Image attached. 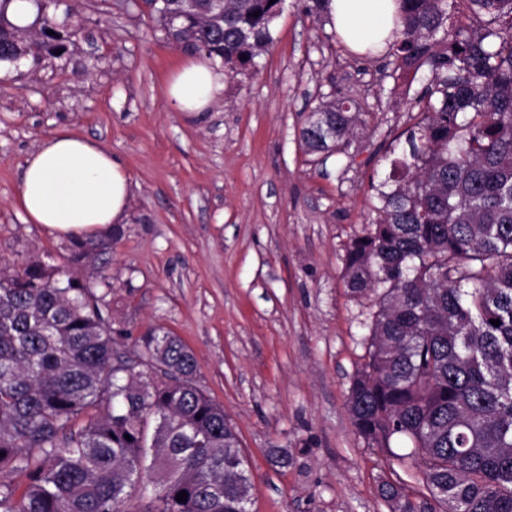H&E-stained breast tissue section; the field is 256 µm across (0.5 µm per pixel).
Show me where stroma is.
Here are the masks:
<instances>
[{"instance_id":"stroma-1","label":"stroma","mask_w":512,"mask_h":512,"mask_svg":"<svg viewBox=\"0 0 512 512\" xmlns=\"http://www.w3.org/2000/svg\"><path fill=\"white\" fill-rule=\"evenodd\" d=\"M309 3L284 0L268 51L225 73L191 117L165 96L185 50L124 0H79L86 40L0 79V264L89 280L127 357L148 329L180 337L238 433L250 512H390L381 480L423 484L406 442L388 454L352 424L346 396L374 308L348 293L343 260L376 216L385 153L401 148L429 79L388 53L351 52ZM337 98L364 130L348 148L305 153L312 109ZM62 130L132 177L127 217L87 269L70 261L73 239L25 223L18 204L25 157Z\"/></svg>"}]
</instances>
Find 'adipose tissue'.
Segmentation results:
<instances>
[{"instance_id":"1","label":"adipose tissue","mask_w":512,"mask_h":512,"mask_svg":"<svg viewBox=\"0 0 512 512\" xmlns=\"http://www.w3.org/2000/svg\"><path fill=\"white\" fill-rule=\"evenodd\" d=\"M399 0H326L338 35L355 53L378 52L392 40ZM224 89L209 58L190 56L172 76L168 101L189 114L204 111ZM131 181L126 166L99 143L65 131L43 140L25 160L18 203L26 223L52 235L93 237L124 217Z\"/></svg>"}]
</instances>
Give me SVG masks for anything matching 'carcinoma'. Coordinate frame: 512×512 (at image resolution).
<instances>
[{
	"mask_svg": "<svg viewBox=\"0 0 512 512\" xmlns=\"http://www.w3.org/2000/svg\"><path fill=\"white\" fill-rule=\"evenodd\" d=\"M11 2L0 0L1 64L81 40L74 8L60 22L58 0H32L30 35ZM456 2L401 0L393 55L431 81L378 217L344 259L349 293L377 306L347 407L368 447L411 444L404 458L442 512H512V0H465L482 16L474 31L448 29ZM278 6L153 0L150 15L170 43L232 71L268 50ZM356 125L345 101L322 102L302 146L337 150ZM106 246L83 240L71 260ZM105 309V295L39 261L0 269V472L23 478L0 484V512H122L156 469L138 512H248L239 436L197 385L192 351L150 330L126 357ZM379 491L391 512H432L397 483Z\"/></svg>",
	"mask_w": 512,
	"mask_h": 512,
	"instance_id": "carcinoma-1",
	"label": "carcinoma"
}]
</instances>
